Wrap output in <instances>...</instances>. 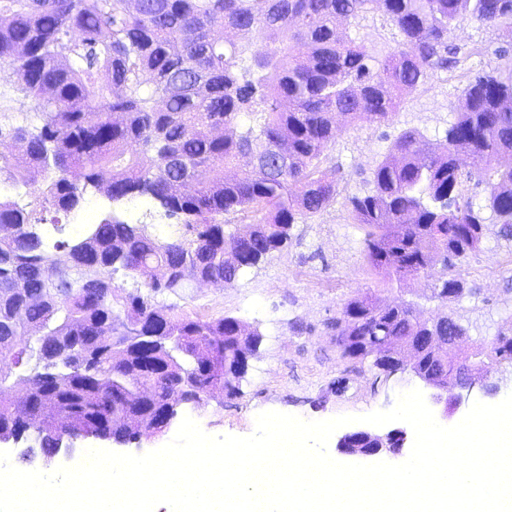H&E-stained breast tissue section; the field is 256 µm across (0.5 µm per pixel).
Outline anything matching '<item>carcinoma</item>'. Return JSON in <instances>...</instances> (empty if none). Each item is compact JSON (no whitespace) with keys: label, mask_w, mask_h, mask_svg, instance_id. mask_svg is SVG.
<instances>
[{"label":"carcinoma","mask_w":512,"mask_h":512,"mask_svg":"<svg viewBox=\"0 0 512 512\" xmlns=\"http://www.w3.org/2000/svg\"><path fill=\"white\" fill-rule=\"evenodd\" d=\"M374 12L397 36L381 58L337 28ZM466 18L499 30L494 55L510 64L467 83L444 140L402 130L371 168V191L345 203L368 270L387 284L422 278L441 302L462 296L455 268L486 224L512 242V0H0V63L40 120L13 129L26 165L0 155V176L37 186L39 204L0 200V434L29 443L19 461L38 466L65 435L125 437L130 414L151 427L170 401L236 396L260 335L154 296L193 280L224 287L333 205L324 159L338 119L389 121L429 71L463 65L473 51L448 33ZM474 176L480 203L466 193ZM90 190L146 199L181 230L160 238L112 214L48 244L37 210L67 216ZM120 270L145 292L115 286ZM461 326L370 297L336 319L354 359L375 336L413 347ZM487 363L512 365V328ZM461 366L429 350L416 364L445 381Z\"/></svg>","instance_id":"cac0c4a2"}]
</instances>
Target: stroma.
<instances>
[{
  "label": "stroma",
  "instance_id": "35a3bbf8",
  "mask_svg": "<svg viewBox=\"0 0 512 512\" xmlns=\"http://www.w3.org/2000/svg\"><path fill=\"white\" fill-rule=\"evenodd\" d=\"M451 44L476 49L467 71L435 70L426 83L404 95L393 121L381 125H345L327 154L344 194L367 189L369 169L382 158L402 129L415 128L427 138H443L456 110L467 73L496 65L498 31L464 19L448 36ZM36 119L35 102L22 91L8 65H0V127ZM499 227L486 225L479 251L458 269L464 295L440 305L424 281L407 280L388 287L372 276L363 261V232L351 224L343 203H336L304 224L294 225L288 245L224 287L191 283L178 296L157 295V304L179 314L232 316L261 342L237 397H215L180 409L211 435L246 436L257 414L275 411L307 420L362 415L392 408L399 392L421 390L412 371L385 376L371 361L343 357L336 343V319L344 303L366 293L384 305L408 304L427 316L446 308L468 329L476 344L491 342L512 327V244L501 240Z\"/></svg>",
  "mask_w": 512,
  "mask_h": 512
}]
</instances>
